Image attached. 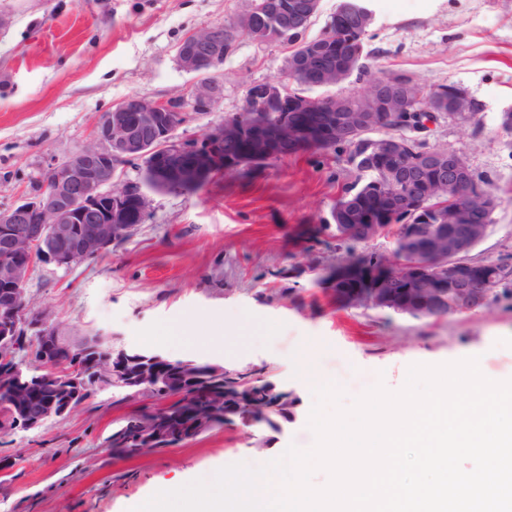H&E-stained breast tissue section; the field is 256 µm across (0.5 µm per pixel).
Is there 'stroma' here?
<instances>
[{"mask_svg": "<svg viewBox=\"0 0 512 512\" xmlns=\"http://www.w3.org/2000/svg\"><path fill=\"white\" fill-rule=\"evenodd\" d=\"M366 40L373 71L409 76L433 90L466 87L477 125L441 119L428 146L463 156L499 205L476 260L512 258V0H373ZM247 0H0V210L32 193L50 163L88 142L104 114L131 97L186 98L197 77L179 68V44L232 18ZM290 46L241 40L214 74L224 98L178 129L194 141L239 112L253 83L284 79ZM358 181L323 151L268 160L249 180L228 171L192 192L153 193L147 216L104 257L72 269L38 264L30 304L72 333L104 336L115 350L163 330L215 336V362L265 368L298 397L282 432L235 423L172 448L112 458L104 440L135 402L97 390L77 409L34 430L0 431V512H133L161 483L251 466L300 444L313 393L294 365L296 348L317 349L318 368L343 405L376 383L401 389L416 363L468 354L485 373L512 378V297L436 322L339 307L312 267L336 258L331 209ZM318 228L314 239L303 232ZM299 277L281 280V268Z\"/></svg>", "mask_w": 512, "mask_h": 512, "instance_id": "1", "label": "stroma"}]
</instances>
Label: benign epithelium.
I'll use <instances>...</instances> for the list:
<instances>
[{
  "instance_id": "obj_1",
  "label": "benign epithelium",
  "mask_w": 512,
  "mask_h": 512,
  "mask_svg": "<svg viewBox=\"0 0 512 512\" xmlns=\"http://www.w3.org/2000/svg\"><path fill=\"white\" fill-rule=\"evenodd\" d=\"M268 7V0H249L248 9L232 18V26L211 23L187 37L177 52L178 66L198 75L187 98L176 101L128 98L107 112L97 126L93 139L74 151L65 161L53 163L45 170L38 188L14 206L0 210V287L5 297L0 303V379L12 359L16 337L30 331L55 337V345L42 352L43 361L52 364L68 350L59 338L61 328L46 309L32 307L26 285L33 263L20 262L17 256L39 252L46 264L71 268L103 253L124 237L131 236L142 223L147 211V191L184 190L205 183L219 172L228 171L224 164V145L236 144L246 135H254L262 155L283 157L295 148L313 143L334 144L355 140L377 131L386 123L396 130L392 135L374 139L372 151L386 161L380 181L388 194L374 209L359 207L349 214V223L340 229L355 235L363 243L388 232L381 220L394 211L408 208L415 191L425 187L426 195L440 205L433 211L429 240L432 245L419 247L412 260L394 252H384L381 265L374 272L346 269L338 281L356 283L346 289L352 303L379 310H415L426 318L439 320L450 312H471L488 301L489 282L484 265L468 261V254L483 239L488 229L485 215L495 200L471 190L474 172L460 155L446 149L420 151L416 159L410 138L397 133L412 129V111L403 104L401 94L385 92L391 83L408 89L416 100H429L425 91L408 78L372 79L360 93V105L350 109L344 96L329 100L298 93H285L279 85L254 83L248 87L249 99H263L268 106L294 113L297 118L283 117L273 125L249 128L227 117L210 129L201 140L184 143L177 137L186 112L205 114L213 111L224 98V83L211 75L224 61V44L237 32L254 27L257 16ZM321 10V0H294L288 18L280 23L290 30L309 26ZM341 18L347 25L365 30L375 23L374 10L366 5L346 9ZM333 52L328 43L310 42L298 57L299 75L308 87H336L346 81L342 66H311ZM449 105L421 108L434 122L445 115L460 125L475 119L474 100L457 85L448 88ZM133 159L145 161L143 179L124 181L122 165ZM413 286L422 298L400 300L391 290L394 281ZM127 377L123 355L112 357L107 378L114 384ZM53 396L48 410L38 417L14 416V425L34 429L50 418L63 417L74 411L83 390V371L77 365L62 374L46 371L35 379ZM244 403L243 388L237 395L224 394V403L210 402V409L197 415L195 429L179 434L157 426V410L143 409L139 424L145 431L158 433L171 446L195 439L217 425L229 421L236 404Z\"/></svg>"
}]
</instances>
